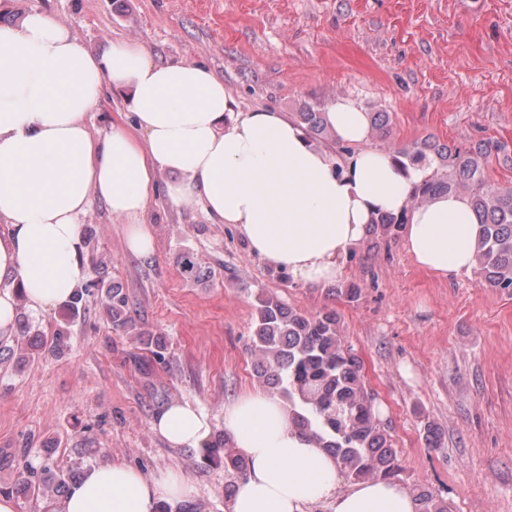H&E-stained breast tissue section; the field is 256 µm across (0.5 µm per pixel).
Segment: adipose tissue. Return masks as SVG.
<instances>
[{
	"mask_svg": "<svg viewBox=\"0 0 512 512\" xmlns=\"http://www.w3.org/2000/svg\"><path fill=\"white\" fill-rule=\"evenodd\" d=\"M129 94L132 123L94 134L87 115L109 87ZM326 119L352 144L344 158L315 147L280 112H236L224 82L195 62L160 64L136 44L92 53L64 23L30 12L0 26V338L11 336L18 297L33 313L70 301L86 271L80 220L94 201L128 218L130 248L153 253L141 221L159 174L174 203L199 201L233 225L252 253L319 284L344 274L343 257L373 217L406 214L405 249L441 279L469 275L478 220L467 196L411 202L433 163L401 164L368 147L370 117L338 98ZM173 448L213 434L208 413L173 401L152 421ZM224 434L245 457L227 512H416L392 480L339 484L335 460L302 437L287 406L249 390L224 406ZM192 481L114 462L86 468L54 512H157L191 501Z\"/></svg>",
	"mask_w": 512,
	"mask_h": 512,
	"instance_id": "1",
	"label": "adipose tissue"
}]
</instances>
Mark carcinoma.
Masks as SVG:
<instances>
[{
	"label": "carcinoma",
	"instance_id": "cac0c4a2",
	"mask_svg": "<svg viewBox=\"0 0 512 512\" xmlns=\"http://www.w3.org/2000/svg\"><path fill=\"white\" fill-rule=\"evenodd\" d=\"M298 121L314 136L328 132L324 113L307 110L297 113ZM502 150L499 143L482 139L464 150L425 143L391 151L396 160L419 163L434 158L438 167L417 186L412 203L422 204L441 193H464L479 221L475 267L481 285L512 295V186L492 187L485 175V163ZM405 219L382 214L372 222L374 229L391 236ZM185 278L200 279V269L190 252L178 258ZM107 310L118 329L135 328V320L124 290L114 285L106 292ZM68 336L57 330L47 338L34 330V338H14L16 345L0 341V360L20 350L18 363L24 364L45 354L62 352ZM252 344L258 356L255 375L259 386L288 407L296 430L324 449L351 480L394 477L399 472L397 453L387 425L374 406L363 375V362L353 349L342 343L336 313L307 316L276 296L257 300ZM203 457L224 462V471L242 479L246 463L230 448L224 436L203 448ZM15 482L0 485V494L18 499H55L66 496L80 472L74 468L37 469L26 457L16 460ZM417 512H449L448 504L434 490L414 489Z\"/></svg>",
	"mask_w": 512,
	"mask_h": 512
}]
</instances>
